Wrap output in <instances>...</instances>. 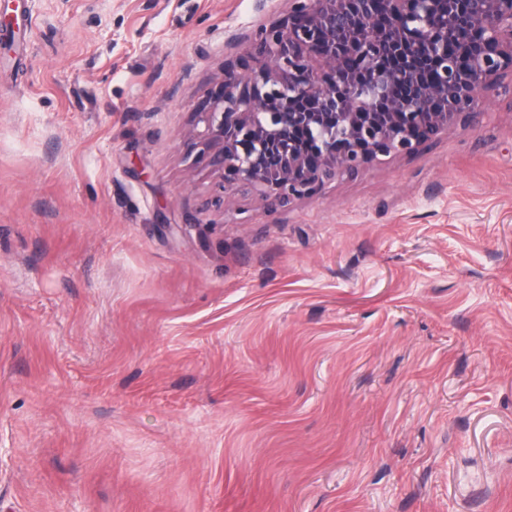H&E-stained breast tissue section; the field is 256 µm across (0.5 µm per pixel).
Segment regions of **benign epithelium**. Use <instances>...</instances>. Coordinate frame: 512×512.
Here are the masks:
<instances>
[{"mask_svg":"<svg viewBox=\"0 0 512 512\" xmlns=\"http://www.w3.org/2000/svg\"><path fill=\"white\" fill-rule=\"evenodd\" d=\"M453 2L288 0L281 19L236 34L244 52L197 105L193 163L217 177L208 205L223 209L241 186L272 206L313 198L471 123L482 94L512 76V0ZM463 30L471 37L448 56V34ZM298 127L306 150L286 137Z\"/></svg>","mask_w":512,"mask_h":512,"instance_id":"7a95c632","label":"benign epithelium"}]
</instances>
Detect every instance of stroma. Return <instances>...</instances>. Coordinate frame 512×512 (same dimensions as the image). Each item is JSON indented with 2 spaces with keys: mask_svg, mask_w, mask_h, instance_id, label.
Segmentation results:
<instances>
[{
  "mask_svg": "<svg viewBox=\"0 0 512 512\" xmlns=\"http://www.w3.org/2000/svg\"><path fill=\"white\" fill-rule=\"evenodd\" d=\"M287 0H0V512H512V84L270 209L191 167Z\"/></svg>",
  "mask_w": 512,
  "mask_h": 512,
  "instance_id": "obj_1",
  "label": "stroma"
}]
</instances>
